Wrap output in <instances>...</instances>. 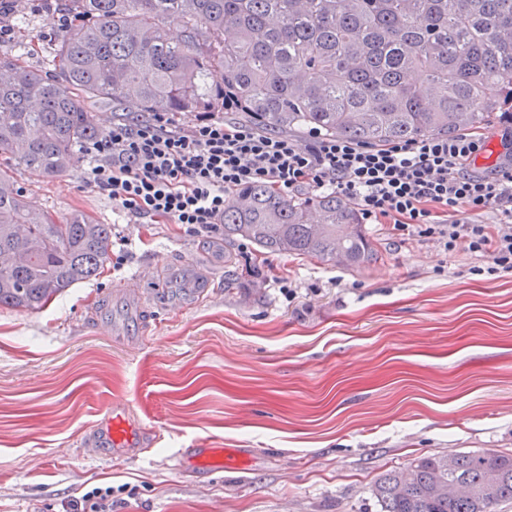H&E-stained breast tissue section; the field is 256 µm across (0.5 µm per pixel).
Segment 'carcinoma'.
I'll return each instance as SVG.
<instances>
[{
	"mask_svg": "<svg viewBox=\"0 0 512 512\" xmlns=\"http://www.w3.org/2000/svg\"><path fill=\"white\" fill-rule=\"evenodd\" d=\"M77 19L41 69L0 57V155L53 176L75 168L100 132L72 90L145 112H188L231 99L253 127L383 145L453 135L512 105V0H59ZM181 16L183 39L160 26ZM224 72V88L208 82ZM305 255L347 269L376 251L360 212L325 193L285 199L256 184L224 209L230 246ZM0 308L38 312L100 275L112 225L58 224L0 175ZM462 484L466 496L437 488ZM380 512H495L512 502V454L434 453L374 487Z\"/></svg>",
	"mask_w": 512,
	"mask_h": 512,
	"instance_id": "obj_1",
	"label": "carcinoma"
}]
</instances>
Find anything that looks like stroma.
I'll use <instances>...</instances> for the list:
<instances>
[{"label":"stroma","instance_id":"obj_1","mask_svg":"<svg viewBox=\"0 0 512 512\" xmlns=\"http://www.w3.org/2000/svg\"><path fill=\"white\" fill-rule=\"evenodd\" d=\"M58 0H17L0 55L42 68ZM487 174L512 160L481 125ZM88 163L44 178L0 156L27 203L112 227L101 274L36 313L0 308V512H59L95 486L112 512H379L384 474L432 453L512 454V272L368 224L358 269L190 235L119 213ZM128 408L146 457L105 445ZM181 448H238V470L176 471ZM134 494L122 493V485Z\"/></svg>","mask_w":512,"mask_h":512}]
</instances>
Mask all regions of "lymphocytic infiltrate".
<instances>
[{"label":"lymphocytic infiltrate","mask_w":512,"mask_h":512,"mask_svg":"<svg viewBox=\"0 0 512 512\" xmlns=\"http://www.w3.org/2000/svg\"><path fill=\"white\" fill-rule=\"evenodd\" d=\"M481 148L472 132L369 147L260 132L210 112L189 125L155 112L134 126L113 122L83 151L89 183L119 210L189 234L218 231L226 195L239 187L265 184L284 198L310 188L353 202L362 220L438 239L448 252L467 245L490 258L488 274L511 273L512 167L473 174ZM490 210L498 223H476Z\"/></svg>","instance_id":"1"}]
</instances>
